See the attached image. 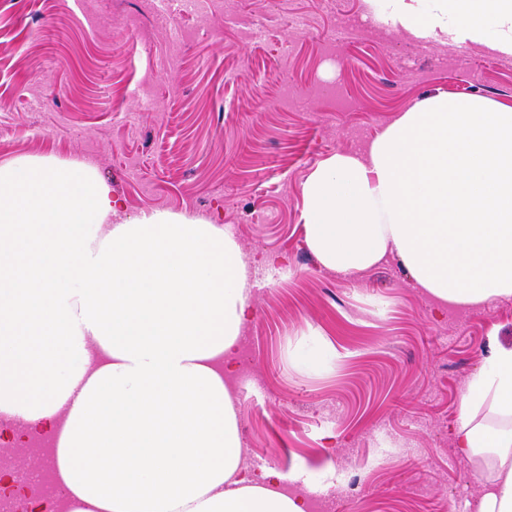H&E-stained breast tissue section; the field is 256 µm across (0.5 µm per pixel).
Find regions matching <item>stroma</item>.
<instances>
[{
	"mask_svg": "<svg viewBox=\"0 0 512 512\" xmlns=\"http://www.w3.org/2000/svg\"><path fill=\"white\" fill-rule=\"evenodd\" d=\"M369 17L367 0H205L173 43L154 0H0V166L81 160L119 220L171 211L231 230L252 267L251 317L224 361L247 456L292 482L346 476L336 512H476L452 427L490 337L512 342V297L441 305L395 257L324 268L303 188L431 98L512 106V57Z\"/></svg>",
	"mask_w": 512,
	"mask_h": 512,
	"instance_id": "1",
	"label": "stroma"
}]
</instances>
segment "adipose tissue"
Wrapping results in <instances>:
<instances>
[{"mask_svg": "<svg viewBox=\"0 0 512 512\" xmlns=\"http://www.w3.org/2000/svg\"><path fill=\"white\" fill-rule=\"evenodd\" d=\"M384 18L512 56V0H386ZM304 203L325 268L392 254L441 303L511 297L512 107L432 98L365 156L320 162ZM115 213L87 163L0 167V414L52 434L69 512H304L277 472L243 463L222 364L252 286L232 233ZM454 434L482 478L479 512H512V344L490 340Z\"/></svg>", "mask_w": 512, "mask_h": 512, "instance_id": "adipose-tissue-1", "label": "adipose tissue"}]
</instances>
